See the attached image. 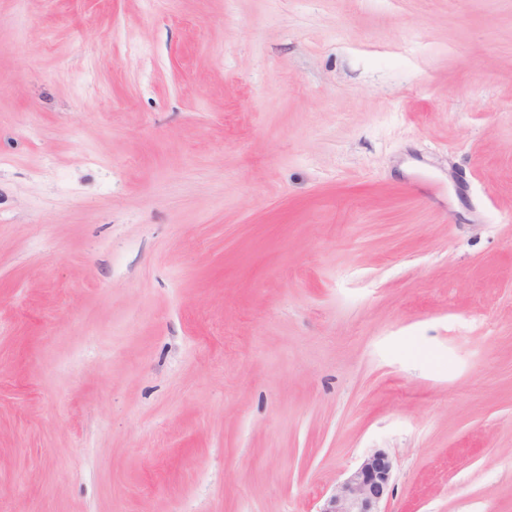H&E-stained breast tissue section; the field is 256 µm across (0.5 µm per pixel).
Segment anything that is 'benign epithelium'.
<instances>
[{"label": "benign epithelium", "instance_id": "obj_1", "mask_svg": "<svg viewBox=\"0 0 512 512\" xmlns=\"http://www.w3.org/2000/svg\"><path fill=\"white\" fill-rule=\"evenodd\" d=\"M391 479L389 455L375 449L337 483L319 512H381Z\"/></svg>", "mask_w": 512, "mask_h": 512}]
</instances>
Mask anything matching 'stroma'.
<instances>
[{"mask_svg":"<svg viewBox=\"0 0 512 512\" xmlns=\"http://www.w3.org/2000/svg\"><path fill=\"white\" fill-rule=\"evenodd\" d=\"M512 512V0H0V512ZM391 479L389 455L375 449L337 483L318 512H383L380 505L388 494Z\"/></svg>","mask_w":512,"mask_h":512,"instance_id":"1","label":"stroma"}]
</instances>
